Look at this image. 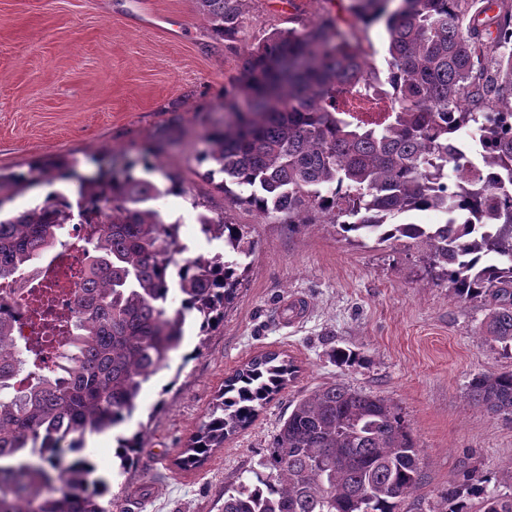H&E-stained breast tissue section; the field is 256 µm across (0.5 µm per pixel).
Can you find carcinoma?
Returning <instances> with one entry per match:
<instances>
[{
  "instance_id": "1",
  "label": "carcinoma",
  "mask_w": 512,
  "mask_h": 512,
  "mask_svg": "<svg viewBox=\"0 0 512 512\" xmlns=\"http://www.w3.org/2000/svg\"><path fill=\"white\" fill-rule=\"evenodd\" d=\"M249 0H198L211 37L236 39ZM352 0L360 20L385 19L394 105L384 120L356 119L377 92L367 57L326 13L308 27L276 28L250 49L237 95L224 93V128L205 158L228 203L276 217L294 231L317 212L344 238L373 236L428 249V273L460 301L489 303L482 333L512 350V0ZM81 184L99 204L101 227L86 235L87 283L71 342L56 370L30 364L34 382L13 383L25 361L12 323L0 316V512H112L110 481L83 455L88 433H107L134 413L143 384L167 366L186 316L199 332L224 320L243 260L255 251L247 226L198 216L222 243L189 257L180 221L162 200L186 191L132 174ZM56 166L0 175V193L57 179ZM437 211L442 224L391 223ZM73 205L62 194L0 220V278L23 285L47 251L65 246ZM293 361L267 351L225 378L179 462L197 468L295 376ZM477 408L512 417V370L478 376ZM115 467L137 465L144 432L116 436ZM260 469L224 487L223 512H402L422 484L420 448L389 400L341 383L301 398L268 444ZM474 470L451 484L434 512H512V495L487 493ZM478 499L473 507L472 499Z\"/></svg>"
}]
</instances>
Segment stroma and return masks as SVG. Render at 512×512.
Masks as SVG:
<instances>
[{"label": "stroma", "mask_w": 512, "mask_h": 512, "mask_svg": "<svg viewBox=\"0 0 512 512\" xmlns=\"http://www.w3.org/2000/svg\"><path fill=\"white\" fill-rule=\"evenodd\" d=\"M134 0H0V173L34 163L68 165L82 176L122 170L142 148L155 151L148 180L179 178L186 197L164 199L166 219L180 220L191 255L211 252L199 214L249 225L258 246L247 260L224 320L207 336L187 321L184 351L145 383L129 434L146 427L133 469L112 471V436L94 459L111 477L114 512H222L225 485L247 477L273 434L303 396L332 382L398 405L421 448L423 482L406 512H431L448 485L476 469L489 492L512 494V419L475 408L473 378L512 369V355L486 338L481 301H457L424 271V250L348 241L316 222L297 232L244 207L229 208L198 161L207 136L224 124V91L243 56L276 28H298L332 12L348 19L382 97L391 104L384 22L352 18L350 0H250L233 41H214L196 0H148V25ZM305 297L296 325L277 312L289 294ZM336 348L357 352L343 369ZM291 357L297 373L246 430L209 460L182 471L176 460L203 421L225 378L267 351Z\"/></svg>", "instance_id": "obj_1"}]
</instances>
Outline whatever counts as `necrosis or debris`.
<instances>
[{
  "label": "necrosis or debris",
  "mask_w": 512,
  "mask_h": 512,
  "mask_svg": "<svg viewBox=\"0 0 512 512\" xmlns=\"http://www.w3.org/2000/svg\"><path fill=\"white\" fill-rule=\"evenodd\" d=\"M84 225H73L68 248L41 260L23 292L13 282L0 280V306L14 317L15 339L23 354L42 348L44 367L56 357L72 332L75 300L86 278L80 239Z\"/></svg>",
  "instance_id": "1"
}]
</instances>
